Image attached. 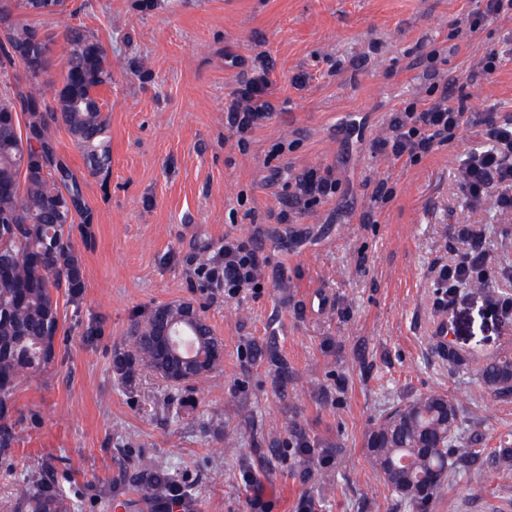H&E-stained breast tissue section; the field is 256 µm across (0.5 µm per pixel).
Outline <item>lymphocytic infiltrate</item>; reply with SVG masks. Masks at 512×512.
<instances>
[{
  "label": "lymphocytic infiltrate",
  "mask_w": 512,
  "mask_h": 512,
  "mask_svg": "<svg viewBox=\"0 0 512 512\" xmlns=\"http://www.w3.org/2000/svg\"><path fill=\"white\" fill-rule=\"evenodd\" d=\"M435 58L432 51L425 55L431 82L427 96L415 97L391 112L386 132L373 141L374 154L414 164L451 144L465 127H482L484 146L466 154L460 164L461 189L472 208H481L490 199L497 206L512 208V196H489L495 185L512 183V114L474 115L458 77L441 73L434 65ZM269 72V65L264 63L251 68L226 109L225 122L236 134L238 146H246L276 110ZM338 186L336 170L330 165L289 174L288 199L270 218L277 224L296 223L300 216L335 197ZM459 234L467 243L466 251L458 262L441 266L437 276L448 301L454 300L457 290L467 283H486L494 274L480 231L465 224ZM260 236L257 229L245 236L225 235L218 253L197 263L194 275L204 288L223 289L228 300L246 293L260 295L268 264L258 246Z\"/></svg>",
  "instance_id": "obj_1"
}]
</instances>
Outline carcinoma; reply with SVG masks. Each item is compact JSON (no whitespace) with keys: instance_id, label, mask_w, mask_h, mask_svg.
<instances>
[{"instance_id":"cac0c4a2","label":"carcinoma","mask_w":512,"mask_h":512,"mask_svg":"<svg viewBox=\"0 0 512 512\" xmlns=\"http://www.w3.org/2000/svg\"><path fill=\"white\" fill-rule=\"evenodd\" d=\"M36 0H0V19H13L0 38V67L17 77L13 91H0V454L20 441L11 421L20 382L54 362L60 330L59 297L79 301L85 291L83 258L74 236L81 212L79 181L56 162L52 130L65 127L92 176L112 164L107 120L98 89L112 84V63L103 43L80 25L65 24L61 84L53 101L39 91L53 64L29 49L39 40L55 42L29 23ZM159 308L134 326L133 346L144 365L163 363L144 330L159 321ZM483 384L498 398L512 396V354L502 352L480 370ZM459 411L447 396L428 393L387 414L366 441L369 463L385 484L413 508L423 509L451 471L461 468L479 481L494 470L512 468V446L494 449L483 467L470 464L482 450L457 443ZM32 493L17 512H71L65 490L47 470L24 475ZM134 482L138 502L156 512L164 506L188 509L191 489L162 461H142Z\"/></svg>"}]
</instances>
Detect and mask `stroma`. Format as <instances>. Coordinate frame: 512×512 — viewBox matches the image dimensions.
<instances>
[{
    "instance_id": "stroma-1",
    "label": "stroma",
    "mask_w": 512,
    "mask_h": 512,
    "mask_svg": "<svg viewBox=\"0 0 512 512\" xmlns=\"http://www.w3.org/2000/svg\"><path fill=\"white\" fill-rule=\"evenodd\" d=\"M477 0H69L74 24L107 47L112 83L100 97L112 164L93 177L64 127L57 156L82 188L74 237L84 256L82 299L61 300L56 358L15 396L21 440L0 455V512H15L27 470L50 465L71 512H113L135 498L141 460L166 463L194 486L195 512H410L367 463L380 419L436 392L458 406L459 438L477 448L512 445V398H495L478 368L512 351V324L489 289H459L437 305L434 264L457 259V224L480 222L493 260L512 266V213L472 211L458 189L459 157L480 147L478 127L452 146L405 165L372 155L390 112L429 87L421 57L457 75L484 111L512 113V59L491 81L470 63L501 49L512 17L471 44L451 31ZM273 61L277 112L239 150L224 109L242 76L240 57ZM305 73L310 81L296 89ZM288 141L293 168L334 165L332 201L281 226L287 175L270 182L269 147ZM395 197L363 221L374 179ZM262 228L269 258L260 296L231 301L202 292L187 270L228 234ZM187 301L224 342L219 369L176 385L134 360L131 330L155 307ZM473 362L458 370L435 330ZM234 451H226L227 439ZM329 466L301 457L297 440ZM426 512H512V470L469 482L449 473Z\"/></svg>"
}]
</instances>
